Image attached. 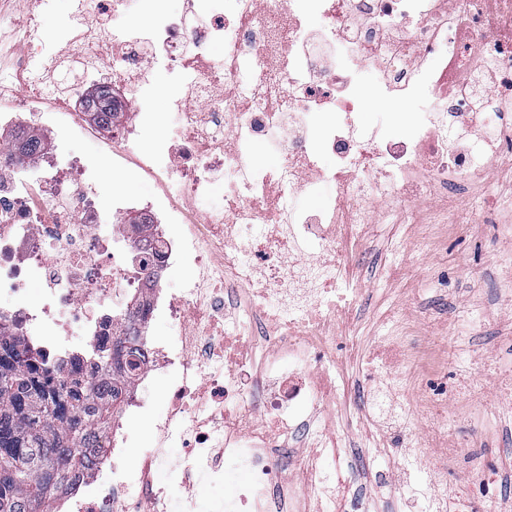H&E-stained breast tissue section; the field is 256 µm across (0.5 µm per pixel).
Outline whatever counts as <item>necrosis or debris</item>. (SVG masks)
<instances>
[{
  "label": "necrosis or debris",
  "mask_w": 512,
  "mask_h": 512,
  "mask_svg": "<svg viewBox=\"0 0 512 512\" xmlns=\"http://www.w3.org/2000/svg\"><path fill=\"white\" fill-rule=\"evenodd\" d=\"M227 2L220 11L216 0H187L178 15L158 2L131 29L110 27L100 10L71 40L80 69L55 57L0 99L11 133L63 128L75 138L102 131L82 103L88 85L110 90L121 113L113 167L134 162L162 189L105 208L94 162L56 145L29 156L0 146V286L11 298L0 326L52 370L73 339L91 347L119 335L115 297L142 296L148 320L165 317L180 332L179 345L143 347L125 391L123 411L134 416L157 372L181 375L165 392L147 467L114 479L121 426L97 431L94 466L54 498L75 512H114L137 489L164 495L172 485L162 475L174 470L196 473L203 488L223 482L217 448L244 479L210 512H368L356 489L368 466L353 453L351 425L324 417L346 410L354 392L336 355L355 313L353 258L370 225L441 194L448 205L435 219L447 223L463 191L512 162V0ZM160 68L178 71L187 89L170 100L182 142L141 152L149 77ZM366 72L373 82L361 83ZM419 97L428 106L404 135L386 139L360 121L374 103ZM258 142L278 166L255 155ZM326 153L333 167H320ZM322 181L333 187L324 205L299 208V193ZM170 224L183 233L170 236ZM186 263L199 279L164 295L171 269ZM457 398L478 402L477 381L449 392L421 383L403 411L442 414ZM299 430L306 440L295 449ZM288 469L300 471V486L283 487Z\"/></svg>",
  "instance_id": "4bbe7bcc"
}]
</instances>
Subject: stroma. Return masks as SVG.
Here are the masks:
<instances>
[{"label":"stroma","instance_id":"stroma-1","mask_svg":"<svg viewBox=\"0 0 512 512\" xmlns=\"http://www.w3.org/2000/svg\"><path fill=\"white\" fill-rule=\"evenodd\" d=\"M24 10L20 0H0V13L10 17L9 22L0 24V84L12 91L19 87L15 65L22 55L16 47L15 30L24 19ZM32 10L40 15L45 33L41 55L30 60L31 66L38 67L66 48L79 30V19L74 0H39ZM178 86L176 75L164 70L157 74L152 99L156 120L140 131L143 148L158 146L163 127L175 124L167 99ZM70 150L100 162L102 204H109L116 195L142 199L155 191L134 171L113 168L94 142L76 141ZM462 207L467 214L462 224L404 221L374 225L354 268V279L363 293L348 330L359 347L340 349L341 366L355 384L356 408L394 433L398 447L397 455L374 464L358 484L372 512H412L406 488L416 481L427 486L429 496L466 503L465 512H502L512 502L511 461L489 458L496 482L488 492L472 497L473 476L466 469L446 472L432 466L448 443L440 434L446 424L430 413L408 416L400 408L405 392L413 390L418 377L453 387L482 372L489 376L485 396L495 399L496 372L512 368V301L502 296L499 286L506 263L512 261V229L488 223L479 202L466 198ZM394 246L403 264L395 277L378 284V269ZM380 336L411 340L405 372L394 391L371 374L375 363L372 348ZM177 378L172 370L158 375L140 414L126 422L129 438L124 456L129 467L139 466L155 422L166 416L165 391ZM453 412V421L446 425L453 437L473 440L482 436L496 448L512 444V422L487 417L480 405L465 401L455 404Z\"/></svg>","mask_w":512,"mask_h":512}]
</instances>
